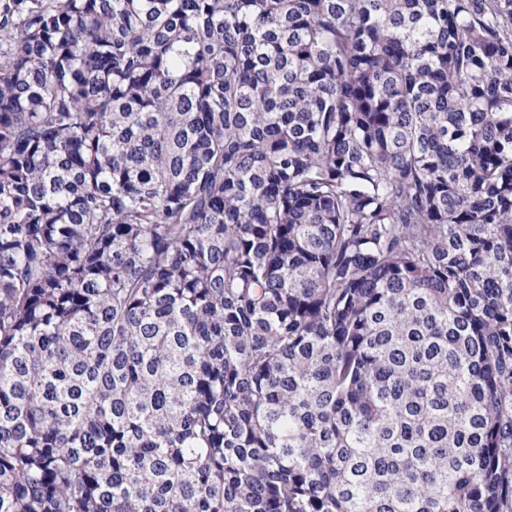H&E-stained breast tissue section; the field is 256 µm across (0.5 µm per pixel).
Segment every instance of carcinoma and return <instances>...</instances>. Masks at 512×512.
I'll use <instances>...</instances> for the list:
<instances>
[{
    "mask_svg": "<svg viewBox=\"0 0 512 512\" xmlns=\"http://www.w3.org/2000/svg\"><path fill=\"white\" fill-rule=\"evenodd\" d=\"M0 512H512V0H0Z\"/></svg>",
    "mask_w": 512,
    "mask_h": 512,
    "instance_id": "cac0c4a2",
    "label": "carcinoma"
}]
</instances>
